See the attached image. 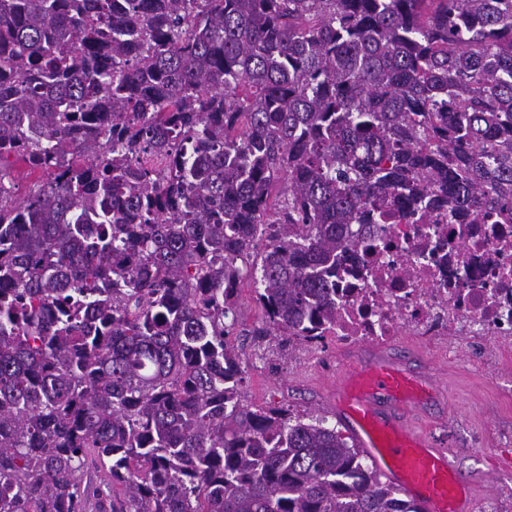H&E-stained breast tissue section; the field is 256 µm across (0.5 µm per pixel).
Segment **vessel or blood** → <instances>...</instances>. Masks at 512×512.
Instances as JSON below:
<instances>
[{
  "label": "vessel or blood",
  "instance_id": "1",
  "mask_svg": "<svg viewBox=\"0 0 512 512\" xmlns=\"http://www.w3.org/2000/svg\"><path fill=\"white\" fill-rule=\"evenodd\" d=\"M436 392L431 379L389 362L358 360L338 381L336 409L351 422L376 470L423 512H473V489L459 480L449 450L408 420Z\"/></svg>",
  "mask_w": 512,
  "mask_h": 512
}]
</instances>
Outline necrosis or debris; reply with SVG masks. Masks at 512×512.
<instances>
[{
	"label": "necrosis or debris",
	"mask_w": 512,
	"mask_h": 512,
	"mask_svg": "<svg viewBox=\"0 0 512 512\" xmlns=\"http://www.w3.org/2000/svg\"><path fill=\"white\" fill-rule=\"evenodd\" d=\"M336 295L333 336L344 343L407 333L512 337V220L459 224L447 213L373 227Z\"/></svg>",
	"instance_id": "1"
}]
</instances>
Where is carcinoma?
<instances>
[{
    "label": "carcinoma",
    "instance_id": "1",
    "mask_svg": "<svg viewBox=\"0 0 512 512\" xmlns=\"http://www.w3.org/2000/svg\"><path fill=\"white\" fill-rule=\"evenodd\" d=\"M394 209L512 217V0H0V512H422L228 340ZM11 161L12 175L18 186V189L16 190V197L22 199L30 191L36 190L45 177L39 172H31L22 160L12 158Z\"/></svg>",
    "mask_w": 512,
    "mask_h": 512
}]
</instances>
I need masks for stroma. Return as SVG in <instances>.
<instances>
[{
    "instance_id": "stroma-1",
    "label": "stroma",
    "mask_w": 512,
    "mask_h": 512,
    "mask_svg": "<svg viewBox=\"0 0 512 512\" xmlns=\"http://www.w3.org/2000/svg\"><path fill=\"white\" fill-rule=\"evenodd\" d=\"M230 338L246 371L244 402L326 417L345 436L353 430L331 398L351 355L386 359L434 378L437 396L411 415L415 427H432L438 442L456 451L460 478L476 494V512H512V339L481 336H395L355 345L327 337L310 344L270 336L254 342L264 323L252 281H244Z\"/></svg>"
}]
</instances>
